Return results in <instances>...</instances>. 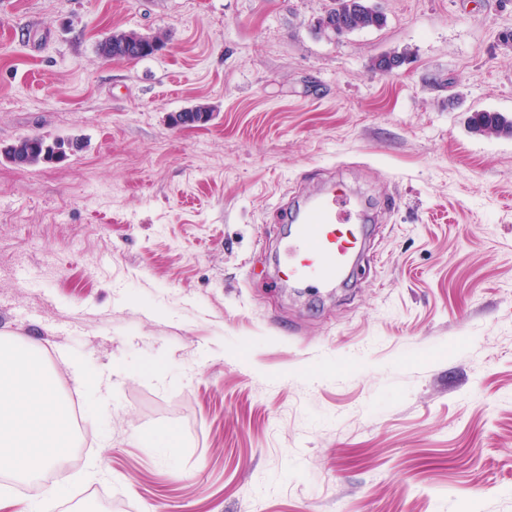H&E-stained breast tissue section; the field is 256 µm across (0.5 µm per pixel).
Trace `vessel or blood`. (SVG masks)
<instances>
[{
	"mask_svg": "<svg viewBox=\"0 0 512 512\" xmlns=\"http://www.w3.org/2000/svg\"><path fill=\"white\" fill-rule=\"evenodd\" d=\"M292 227L278 266L283 280L308 287H329L346 274L366 228L354 200L332 189L291 216Z\"/></svg>",
	"mask_w": 512,
	"mask_h": 512,
	"instance_id": "vessel-or-blood-1",
	"label": "vessel or blood"
}]
</instances>
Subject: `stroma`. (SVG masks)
Wrapping results in <instances>:
<instances>
[{"mask_svg":"<svg viewBox=\"0 0 512 512\" xmlns=\"http://www.w3.org/2000/svg\"><path fill=\"white\" fill-rule=\"evenodd\" d=\"M373 2L329 40L330 0H0V148L82 142L0 158V339L83 412L0 512H512V136L468 127L512 117V0ZM329 180L378 222L320 295L278 208ZM367 2L368 0H332L331 6L317 19L316 29L320 34L330 37V34L320 29L321 21L326 15L331 21H335V36L356 30L381 28L386 23V16ZM151 39L152 38L145 37L136 31L115 30L112 32V35H110L108 40H113V42H117L119 44L126 42L128 46L131 45L129 54L127 56L116 55L115 50L112 52V49L103 46V43L100 44V52L102 56L107 59L120 58L129 61L142 60L156 54L152 43L158 47L162 46L161 40L154 38L153 42L151 43ZM471 130L485 134H509L512 135V119L498 112H475L469 120ZM41 135L19 137L10 145L1 148L0 155L19 167L53 164L66 154L78 151L82 145L78 139L53 140Z\"/></svg>","mask_w":512,"mask_h":512,"instance_id":"35a3bbf8","label":"stroma"}]
</instances>
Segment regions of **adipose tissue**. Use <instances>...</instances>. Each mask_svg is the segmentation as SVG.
Instances as JSON below:
<instances>
[{
    "mask_svg": "<svg viewBox=\"0 0 512 512\" xmlns=\"http://www.w3.org/2000/svg\"><path fill=\"white\" fill-rule=\"evenodd\" d=\"M70 410L52 399L41 365L0 346V468L31 475L60 459Z\"/></svg>",
    "mask_w": 512,
    "mask_h": 512,
    "instance_id": "ef3b65f1",
    "label": "adipose tissue"
}]
</instances>
